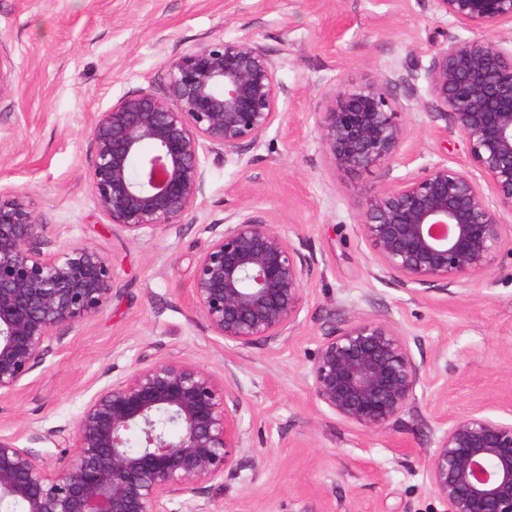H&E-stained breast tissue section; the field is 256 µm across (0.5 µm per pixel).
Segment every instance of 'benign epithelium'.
Returning a JSON list of instances; mask_svg holds the SVG:
<instances>
[{"label": "benign epithelium", "instance_id": "1", "mask_svg": "<svg viewBox=\"0 0 512 512\" xmlns=\"http://www.w3.org/2000/svg\"><path fill=\"white\" fill-rule=\"evenodd\" d=\"M474 33L425 71L436 115L464 143L467 164L433 162L371 195L360 231L380 272L424 291L475 284L512 247V46L483 32L512 24V0H433ZM409 73L336 89L314 133L345 171L390 170L407 132L391 87ZM288 96L268 52L243 39L203 41L173 58L167 91L126 96L87 131L88 178L100 212L131 236L180 233L205 196L200 152L221 158L260 142ZM27 196L0 193V397L14 393L63 331L101 311L114 290L91 244L50 250ZM310 263L274 223L239 212L198 256L194 303L207 328L241 346L274 342L296 323ZM425 366L393 318L349 317L322 337L315 398L345 422L386 430L415 399ZM224 379L159 359L97 392L50 472L31 445L0 436V501L23 512H167L165 504L224 479L241 451ZM136 432L139 448H129ZM427 478L445 512H512V418L481 410L448 420Z\"/></svg>", "mask_w": 512, "mask_h": 512}]
</instances>
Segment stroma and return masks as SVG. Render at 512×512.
<instances>
[{"instance_id":"stroma-1","label":"stroma","mask_w":512,"mask_h":512,"mask_svg":"<svg viewBox=\"0 0 512 512\" xmlns=\"http://www.w3.org/2000/svg\"><path fill=\"white\" fill-rule=\"evenodd\" d=\"M462 28L433 0H0V64L16 93L0 97V192L28 196L54 249L88 242L108 258L106 306L0 398V435L46 433L35 450L61 468L72 428L104 385L178 358L224 377L237 400L236 472L168 504V512H444L426 469L450 418L512 406V252L473 287L422 292L384 277L359 224L387 177L465 162L425 81L393 90L408 136L390 171L334 167L313 129L342 84L425 71ZM246 38L269 53L288 89L258 145L202 153L206 198L181 233L132 237L99 211L87 129L120 98L164 95L169 62L205 40ZM256 212L312 260L296 326L272 343L213 335L193 303L197 257L227 218ZM391 314L425 374L387 430L354 427L314 397L321 337L349 316Z\"/></svg>"}]
</instances>
